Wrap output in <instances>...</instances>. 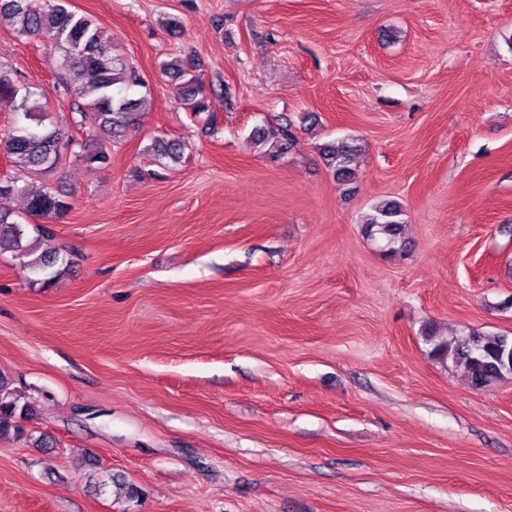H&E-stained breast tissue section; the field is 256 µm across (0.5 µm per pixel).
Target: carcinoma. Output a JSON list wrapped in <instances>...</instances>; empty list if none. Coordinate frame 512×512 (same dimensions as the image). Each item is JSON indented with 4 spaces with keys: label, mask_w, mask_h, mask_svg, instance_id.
<instances>
[{
    "label": "carcinoma",
    "mask_w": 512,
    "mask_h": 512,
    "mask_svg": "<svg viewBox=\"0 0 512 512\" xmlns=\"http://www.w3.org/2000/svg\"><path fill=\"white\" fill-rule=\"evenodd\" d=\"M4 17L13 20L20 35L50 40L61 53L60 68L83 76V82L74 90L81 100L77 111L81 121L91 123L103 133L101 137L78 142L58 126L46 125V91L20 85L13 71L0 63V99L11 100L15 112L12 127L0 134V151L7 162L35 175L52 172L60 162L63 146L72 143L76 147L74 157L86 165L109 164L112 144L138 123L142 99L130 97L127 89L146 86L143 78L129 66L96 20L68 9L64 0H0V18ZM162 68L179 80L176 100L194 115L206 113L207 121L214 122L215 100L224 97V85L205 83L203 77L184 69L177 60L162 63ZM252 139L265 147V155L271 158L296 144L289 122L284 126L257 127ZM185 148L186 144L179 140L158 137L150 151L176 164ZM359 152L357 141L347 138L321 147L320 157L338 184L347 186L356 178L355 160ZM15 194L27 199L31 216L48 222L62 218L70 208L59 195L48 189L34 190L27 183L18 186ZM3 200L5 197L0 195V252H13L23 260V266L46 273L44 283H49L60 275L57 265L63 260L52 247L39 250V244L52 236L51 231L36 224L37 236L28 240L26 226L11 220L12 211ZM403 224V206L386 200L372 207V213L364 220V230L370 237L382 238L386 251L392 254L407 249ZM507 341L504 335L472 332L452 343L437 341L433 355L442 362L450 360L463 365L471 386L481 389L512 370V351L505 346ZM29 411L30 405L21 402V396L0 380V434L10 429L22 433L19 421Z\"/></svg>",
    "instance_id": "cac0c4a2"
}]
</instances>
